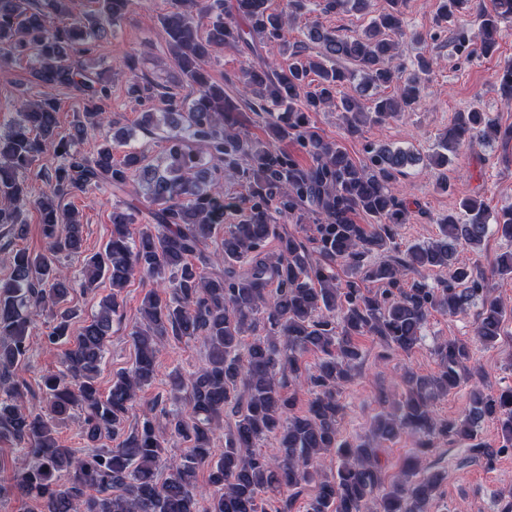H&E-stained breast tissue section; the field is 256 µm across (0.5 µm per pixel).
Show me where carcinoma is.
Instances as JSON below:
<instances>
[{"label": "carcinoma", "mask_w": 512, "mask_h": 512, "mask_svg": "<svg viewBox=\"0 0 512 512\" xmlns=\"http://www.w3.org/2000/svg\"><path fill=\"white\" fill-rule=\"evenodd\" d=\"M72 0H0V62L32 61V84L19 89L18 121L0 134V237L24 230V212L41 218L44 252L18 250L7 279L0 281V442L21 452L11 494L39 499L43 512H289L301 489L315 488L304 512H427L445 475L427 463L439 442L469 449L487 464L512 448V387L495 395L471 391L469 408L458 418L436 416L435 402L482 377L472 364L471 346L448 339L434 346L439 370L431 376L408 373L392 412L378 414L370 434L344 438L341 395L362 361L360 336L373 337L383 361L410 355L422 341L433 312L467 313L477 306L475 335L493 347L512 308L492 296L484 275L459 258V248L478 246L490 224L512 240V208L490 216L484 203L465 198L460 212L438 220L432 241L396 251V228L410 213L395 192L403 170L418 157L401 148L371 146L367 161L324 139L311 116L332 106L341 111L349 136L368 123L379 124L420 105V75L433 58L418 57L413 70L394 64L397 42L405 35V0H388V9L353 36L319 22L306 38L314 56L286 41L288 25L307 0H171L162 20L180 84L163 87L140 74L139 59L123 62L128 95L142 103L144 131L163 130L165 164L152 165L130 148L121 159L112 144L129 134L112 119V78L93 60L96 42L129 11L133 0H93L96 8L73 13ZM323 12L345 8L365 12L369 0H322ZM474 8L483 32L480 49L468 31L455 25L457 13ZM512 19V0H440L436 25L448 32V45L467 59L487 55L498 43L501 24ZM242 43L253 62L241 72L231 96L213 81L205 63L212 53ZM266 45L290 51L294 62L276 69L261 53ZM397 83V95L375 100L363 111L360 99L371 88ZM497 85L512 100V66L497 74ZM74 90L82 111L71 130L57 132L53 91ZM270 133L265 142L237 131L244 106ZM108 126L95 153L81 145L89 131ZM295 139L311 157L302 166L278 143ZM512 143V125L470 107L457 112L429 160L446 167L467 143ZM57 162L43 167L47 146ZM39 169L45 189L30 199L27 174ZM238 175L245 193L224 195V173ZM145 190L151 225L133 235L138 206L119 200L112 206L111 238L103 251L86 258L74 280L60 258L83 249L80 213L64 201L90 191L125 192L133 177ZM364 214L370 224H358ZM314 224L302 239L276 223ZM224 230L216 239L218 230ZM277 250L267 251L269 241ZM346 268L339 280L334 267ZM445 270L430 284L409 274ZM157 283L142 299L141 321L131 332L135 363L119 372L107 395L97 385L120 311V294L134 275ZM103 279L112 292L98 312L71 337L78 312L67 306L79 286L97 288ZM378 283L371 293L364 281ZM52 326L49 348L65 344L62 369L44 377L46 407L25 406L19 365L39 319ZM202 340L204 363L185 376L172 373L167 400L172 409L164 425L145 413L128 429V415L142 389L156 375L157 354L171 340ZM308 353L314 367L302 365ZM308 395L306 410L295 407ZM81 411L83 452L62 446L58 421ZM234 425L224 427V414ZM497 422L504 444L492 448L479 439L482 424ZM224 429V448L215 455L216 432ZM408 432L418 436L405 468L387 480L380 447ZM275 447L256 452L265 440ZM115 441L108 446L103 440ZM185 444L159 463L166 449ZM334 454L336 470L322 459ZM209 469L206 494L198 470Z\"/></svg>", "instance_id": "carcinoma-1"}]
</instances>
